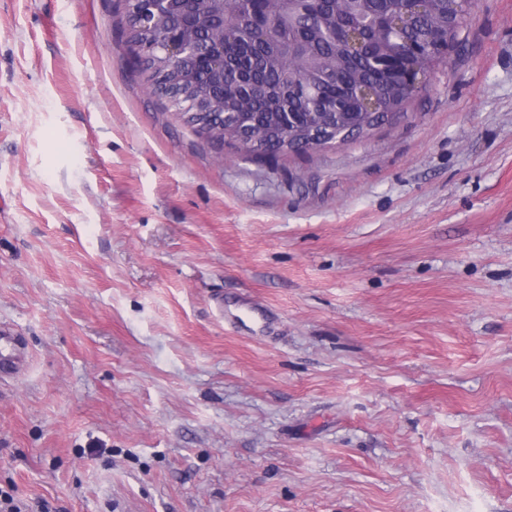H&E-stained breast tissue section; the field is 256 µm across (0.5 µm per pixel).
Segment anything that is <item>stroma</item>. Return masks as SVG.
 Listing matches in <instances>:
<instances>
[{"mask_svg":"<svg viewBox=\"0 0 512 512\" xmlns=\"http://www.w3.org/2000/svg\"><path fill=\"white\" fill-rule=\"evenodd\" d=\"M0 0V486L53 512H512V0L406 118L266 163ZM25 362V349L20 336L10 328H0V375L18 376Z\"/></svg>","mask_w":512,"mask_h":512,"instance_id":"35a3bbf8","label":"stroma"}]
</instances>
